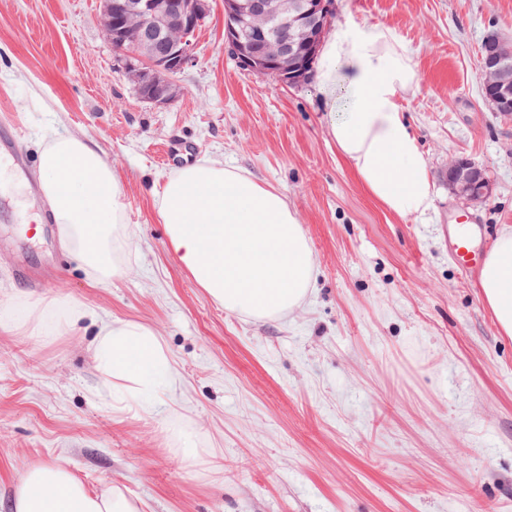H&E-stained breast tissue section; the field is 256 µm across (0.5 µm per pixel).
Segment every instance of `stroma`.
<instances>
[{"instance_id":"1","label":"stroma","mask_w":512,"mask_h":512,"mask_svg":"<svg viewBox=\"0 0 512 512\" xmlns=\"http://www.w3.org/2000/svg\"><path fill=\"white\" fill-rule=\"evenodd\" d=\"M332 22L386 25L420 81L401 102L433 204L405 217L356 180L314 79L242 67L224 0L194 36L180 95L139 99L103 31L100 0H0V123L35 158L49 132L86 140L122 187L119 272L89 285L59 237L26 238L42 192L0 168V512L28 469L59 464L88 491L115 483L143 512H512V337L448 253L450 224L487 251L512 226V117L480 91L484 36L512 39V0H330ZM486 167L489 196L448 189V161ZM200 158L284 196L316 262L306 302L239 315L168 247L152 193ZM53 266L46 288L18 265ZM86 309L31 336L12 310ZM153 329L176 374L129 393L95 358L105 324Z\"/></svg>"}]
</instances>
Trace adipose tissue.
<instances>
[{"label": "adipose tissue", "instance_id": "ef3b65f1", "mask_svg": "<svg viewBox=\"0 0 512 512\" xmlns=\"http://www.w3.org/2000/svg\"><path fill=\"white\" fill-rule=\"evenodd\" d=\"M419 74L407 45L383 25L345 21L318 52L317 86L329 134L362 186L405 216L432 205L429 172L400 101ZM41 190L64 241L92 280L114 274L110 239L121 224V187L86 141L53 137L38 154ZM171 249L196 282L231 312L284 315L304 304L315 258L295 213L276 190L201 159L155 193ZM477 286L500 330L512 335V229L494 240ZM96 355L113 377L144 385L173 378L152 329L121 321L102 327ZM14 512H142L120 486L91 493L61 465L30 469L16 488Z\"/></svg>", "mask_w": 512, "mask_h": 512}]
</instances>
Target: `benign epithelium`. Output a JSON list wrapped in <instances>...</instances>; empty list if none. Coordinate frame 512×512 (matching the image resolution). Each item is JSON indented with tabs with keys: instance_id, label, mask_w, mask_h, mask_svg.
<instances>
[{
	"instance_id": "1",
	"label": "benign epithelium",
	"mask_w": 512,
	"mask_h": 512,
	"mask_svg": "<svg viewBox=\"0 0 512 512\" xmlns=\"http://www.w3.org/2000/svg\"><path fill=\"white\" fill-rule=\"evenodd\" d=\"M101 0L104 33L126 59L139 97L168 105L178 97L175 76L193 61V32L208 16L211 0ZM328 0H224V38L242 66L293 85L303 81L322 42ZM495 51L480 55L486 96L507 117L512 115V41L488 35ZM448 188L469 201L483 200L489 189L485 168L465 157L448 162Z\"/></svg>"
}]
</instances>
